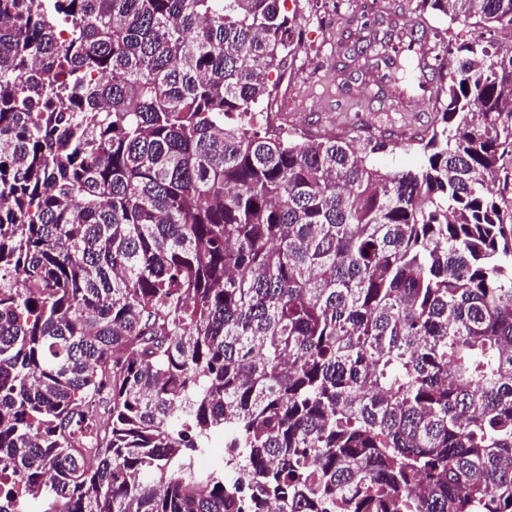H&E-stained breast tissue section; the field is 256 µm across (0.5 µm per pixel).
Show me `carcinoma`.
Wrapping results in <instances>:
<instances>
[{"mask_svg": "<svg viewBox=\"0 0 512 512\" xmlns=\"http://www.w3.org/2000/svg\"><path fill=\"white\" fill-rule=\"evenodd\" d=\"M285 2L0 0V467L37 512H512V47L453 32L512 0H418L441 120L394 171L254 128Z\"/></svg>", "mask_w": 512, "mask_h": 512, "instance_id": "obj_1", "label": "carcinoma"}]
</instances>
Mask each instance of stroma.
I'll use <instances>...</instances> for the list:
<instances>
[{
  "mask_svg": "<svg viewBox=\"0 0 512 512\" xmlns=\"http://www.w3.org/2000/svg\"><path fill=\"white\" fill-rule=\"evenodd\" d=\"M418 0H288L302 32L301 46L281 76L276 98L297 138L336 136L359 143L387 142L373 154L385 170L410 168L418 144L439 119V103L399 112L393 87H377L352 56L377 13L420 23ZM422 23V22H421Z\"/></svg>",
  "mask_w": 512,
  "mask_h": 512,
  "instance_id": "1",
  "label": "stroma"
}]
</instances>
